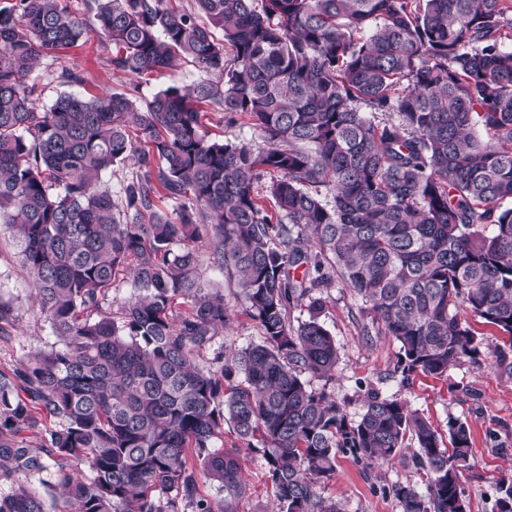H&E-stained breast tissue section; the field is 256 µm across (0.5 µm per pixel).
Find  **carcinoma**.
Listing matches in <instances>:
<instances>
[{
    "label": "carcinoma",
    "instance_id": "obj_1",
    "mask_svg": "<svg viewBox=\"0 0 512 512\" xmlns=\"http://www.w3.org/2000/svg\"><path fill=\"white\" fill-rule=\"evenodd\" d=\"M195 7L92 0L89 21L67 0L0 4V226L56 337L0 373V478L52 457L74 512H236L247 481L234 452L211 449L227 420L262 453L276 512H343L323 495L338 454L386 462L407 440L429 481L388 488L402 512H469L466 422L444 437L374 389L351 418L314 381L339 361L320 320L337 280L362 302L363 334L399 343L404 381L476 358L464 310L512 339V0ZM93 22L114 68L144 80L183 60L198 80L143 105L61 92L39 106L34 66ZM204 105L250 117L264 146L209 137ZM128 163L115 200L101 174ZM267 174L272 212L256 192ZM202 245L262 331L209 364L234 313L198 274ZM125 270L136 292L114 316ZM45 417L61 425L40 453L23 433ZM197 461L219 500L196 497ZM495 508L512 512L511 477ZM0 512L46 510L20 483Z\"/></svg>",
    "mask_w": 512,
    "mask_h": 512
}]
</instances>
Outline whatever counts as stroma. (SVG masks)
Returning a JSON list of instances; mask_svg holds the SVG:
<instances>
[{
	"label": "stroma",
	"mask_w": 512,
	"mask_h": 512,
	"mask_svg": "<svg viewBox=\"0 0 512 512\" xmlns=\"http://www.w3.org/2000/svg\"><path fill=\"white\" fill-rule=\"evenodd\" d=\"M110 56L92 30L84 46L67 50L58 60L41 61L31 74L32 80L44 89L41 104H51L56 94L63 91L60 75L65 70L82 78L80 84L74 85V92H123L142 101L167 87L189 85L197 77L192 67L184 65L156 73L150 81L142 83L112 68ZM203 121L211 138L244 141L257 147L262 144L248 117H237L235 123L229 124L223 113L210 107ZM201 272L206 280L223 288L226 301L232 302L235 310L231 325L205 353V360H213L227 348L259 341L261 332L257 324L235 301L236 285L209 264H202ZM325 297L321 319L335 337L340 354L336 373L327 384L328 391L345 403L353 417L361 412L367 390L375 389L407 402L438 431H446L449 418L466 421L471 430L472 459L470 469L461 473L460 483L470 512H493L498 482L512 472V379L498 374L494 351L508 347L512 340L491 327L479 326L482 345L477 361H462L441 378L415 374L405 385L396 371L398 342L382 334L363 335L360 300L339 284L329 288ZM0 299L11 302L15 313L13 329L0 339V372H7L19 366L31 348L50 347L56 338L45 313L32 297L31 278L16 242L5 230H0ZM213 445L234 451L240 458L248 488L235 504L237 512H269L273 490L261 453L238 441L228 426ZM412 455L408 448L391 462L371 466L351 455H339L336 471L326 482L323 494L340 502L344 512H401L399 503L388 494V487L401 482L422 491L427 484L425 472L416 468Z\"/></svg>",
	"instance_id": "obj_1"
}]
</instances>
